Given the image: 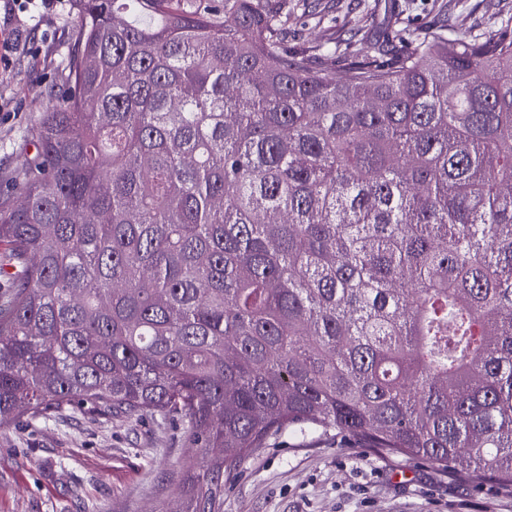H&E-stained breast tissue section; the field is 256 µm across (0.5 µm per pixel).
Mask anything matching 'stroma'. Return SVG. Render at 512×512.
<instances>
[{"label": "stroma", "mask_w": 512, "mask_h": 512, "mask_svg": "<svg viewBox=\"0 0 512 512\" xmlns=\"http://www.w3.org/2000/svg\"><path fill=\"white\" fill-rule=\"evenodd\" d=\"M288 47L358 50L398 25L421 38L449 19L512 35V0H289ZM76 0H16L0 12V196L33 147L79 26ZM179 422L63 411L0 429V512H181ZM224 512H512L495 480L475 487L433 466L317 434L284 435L228 481Z\"/></svg>", "instance_id": "35a3bbf8"}]
</instances>
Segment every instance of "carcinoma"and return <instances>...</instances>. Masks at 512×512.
Segmentation results:
<instances>
[{"label":"carcinoma","mask_w":512,"mask_h":512,"mask_svg":"<svg viewBox=\"0 0 512 512\" xmlns=\"http://www.w3.org/2000/svg\"><path fill=\"white\" fill-rule=\"evenodd\" d=\"M0 201V428L182 421V512L285 433L512 490V37L344 79L288 0H79Z\"/></svg>","instance_id":"cac0c4a2"}]
</instances>
